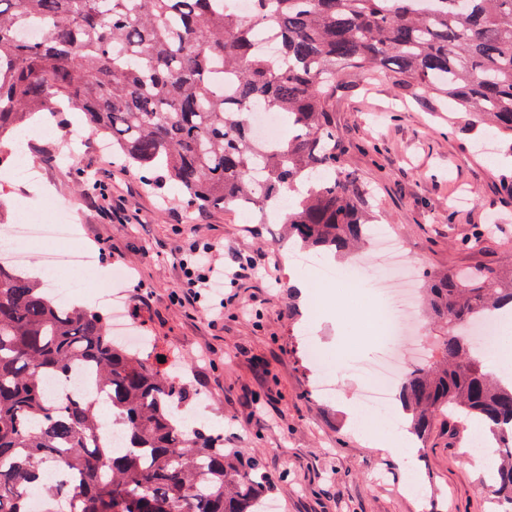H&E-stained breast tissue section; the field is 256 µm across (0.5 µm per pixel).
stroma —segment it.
I'll return each mask as SVG.
<instances>
[{
    "instance_id": "obj_1",
    "label": "stroma",
    "mask_w": 512,
    "mask_h": 512,
    "mask_svg": "<svg viewBox=\"0 0 512 512\" xmlns=\"http://www.w3.org/2000/svg\"><path fill=\"white\" fill-rule=\"evenodd\" d=\"M333 111L346 167L374 189L377 222L398 234L420 272L503 261L512 245V199L503 198L501 179L512 177V157L483 142V129L470 128L463 113L434 112L397 95L388 78L338 89ZM26 150L53 196L74 206L76 244L97 252L93 268L53 293L69 289L95 309L105 277L127 270L129 318L166 362L179 363L189 391L208 401L225 447L261 458L279 512H496L486 468L464 446L473 427L460 416L437 423L406 459L342 410V396L359 389L358 363L392 344L383 327L368 331L360 321L377 310L366 298L376 286L372 276L353 283L311 277L317 302L338 304L319 311L313 328L289 291L296 271L288 266L274 287L240 281L223 320L212 321L172 297L181 250L198 240L246 256L272 252L277 225L249 223L225 208L189 213L175 187L151 185L89 142L74 164L57 138L31 139ZM83 169L109 183V200L93 204L78 193ZM481 224L494 233L486 250H459V240ZM142 289L150 301L138 300ZM411 469L418 501L405 492Z\"/></svg>"
}]
</instances>
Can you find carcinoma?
Wrapping results in <instances>:
<instances>
[{
    "mask_svg": "<svg viewBox=\"0 0 512 512\" xmlns=\"http://www.w3.org/2000/svg\"><path fill=\"white\" fill-rule=\"evenodd\" d=\"M44 38L29 42L25 24ZM279 41L268 56L253 32ZM232 78L217 89L214 69ZM392 75L396 89L464 112L512 154V0H255L240 18L224 0H0V137L38 112L85 114L91 132L141 171L162 170L188 208H227L264 223L281 205L300 250L349 254L368 241L364 184L345 168L332 109L339 78ZM288 121L260 146L249 111ZM476 227L459 247L479 251ZM438 329L428 358L403 377L400 410L423 438L450 413L489 428L497 458L486 485L512 506V383L491 377L473 342L477 322L512 308V269L450 268L424 276ZM86 373L103 399L54 398L50 377ZM185 389L116 342L100 311L61 305L38 280L0 262V512L52 505L76 474L69 512H262L258 458L174 411ZM115 423L127 446L99 440Z\"/></svg>",
    "mask_w": 512,
    "mask_h": 512,
    "instance_id": "carcinoma-1",
    "label": "carcinoma"
}]
</instances>
